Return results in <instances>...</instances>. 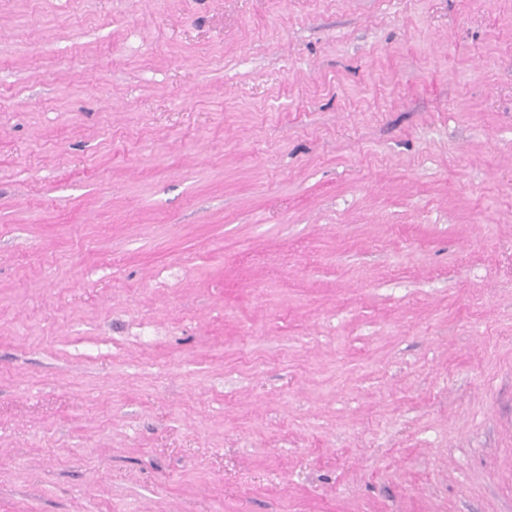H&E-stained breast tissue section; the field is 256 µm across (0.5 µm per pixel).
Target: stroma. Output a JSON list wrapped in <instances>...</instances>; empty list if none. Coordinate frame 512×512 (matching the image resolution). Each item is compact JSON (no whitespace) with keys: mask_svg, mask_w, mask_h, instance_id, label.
Masks as SVG:
<instances>
[{"mask_svg":"<svg viewBox=\"0 0 512 512\" xmlns=\"http://www.w3.org/2000/svg\"><path fill=\"white\" fill-rule=\"evenodd\" d=\"M0 512H512V0H0Z\"/></svg>","mask_w":512,"mask_h":512,"instance_id":"35a3bbf8","label":"stroma"}]
</instances>
